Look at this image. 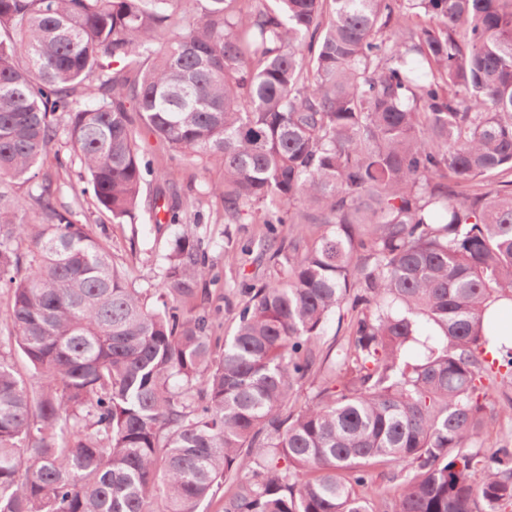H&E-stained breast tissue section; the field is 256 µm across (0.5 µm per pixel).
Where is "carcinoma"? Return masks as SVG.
Masks as SVG:
<instances>
[{"instance_id": "1", "label": "carcinoma", "mask_w": 512, "mask_h": 512, "mask_svg": "<svg viewBox=\"0 0 512 512\" xmlns=\"http://www.w3.org/2000/svg\"><path fill=\"white\" fill-rule=\"evenodd\" d=\"M132 112L223 165L228 223L262 211L272 274L221 350ZM51 153L110 222L183 225L153 303L36 181ZM0 288V512H500L512 445L472 448L488 387L512 416L483 328L512 303V0H0ZM344 317L339 322V313H335L326 326L325 333L318 340L321 350V358L324 360L323 366L328 368L336 359V353L339 346L344 342L346 337V329L351 319V313L344 309L341 315Z\"/></svg>"}]
</instances>
